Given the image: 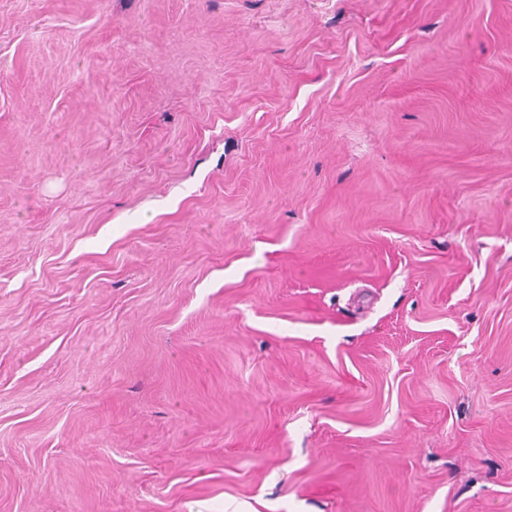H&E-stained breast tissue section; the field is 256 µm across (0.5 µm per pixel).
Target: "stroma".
Instances as JSON below:
<instances>
[{"instance_id":"35a3bbf8","label":"stroma","mask_w":512,"mask_h":512,"mask_svg":"<svg viewBox=\"0 0 512 512\" xmlns=\"http://www.w3.org/2000/svg\"><path fill=\"white\" fill-rule=\"evenodd\" d=\"M0 512H512V0H0Z\"/></svg>"}]
</instances>
